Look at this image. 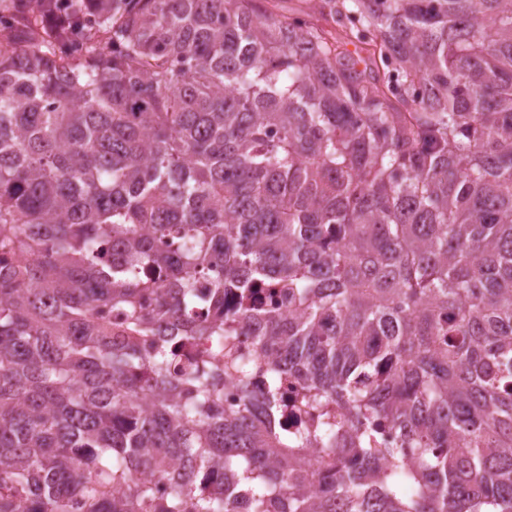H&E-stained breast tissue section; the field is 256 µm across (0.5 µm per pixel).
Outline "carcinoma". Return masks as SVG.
Listing matches in <instances>:
<instances>
[{"label": "carcinoma", "instance_id": "cac0c4a2", "mask_svg": "<svg viewBox=\"0 0 512 512\" xmlns=\"http://www.w3.org/2000/svg\"><path fill=\"white\" fill-rule=\"evenodd\" d=\"M270 2L0 0V512H512V0Z\"/></svg>", "mask_w": 512, "mask_h": 512}]
</instances>
